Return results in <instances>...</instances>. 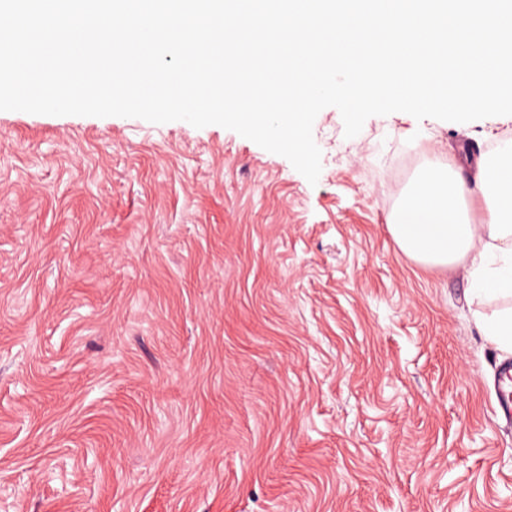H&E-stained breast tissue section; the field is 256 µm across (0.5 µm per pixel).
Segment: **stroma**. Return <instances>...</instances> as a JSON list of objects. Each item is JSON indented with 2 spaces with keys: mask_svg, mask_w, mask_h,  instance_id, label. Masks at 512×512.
<instances>
[{
  "mask_svg": "<svg viewBox=\"0 0 512 512\" xmlns=\"http://www.w3.org/2000/svg\"><path fill=\"white\" fill-rule=\"evenodd\" d=\"M313 137L0 111V512H512L468 263L389 231L512 116Z\"/></svg>",
  "mask_w": 512,
  "mask_h": 512,
  "instance_id": "stroma-1",
  "label": "stroma"
}]
</instances>
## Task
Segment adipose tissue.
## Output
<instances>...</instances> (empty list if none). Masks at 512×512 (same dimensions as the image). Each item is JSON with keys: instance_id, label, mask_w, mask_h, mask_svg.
I'll return each mask as SVG.
<instances>
[{"instance_id": "obj_1", "label": "adipose tissue", "mask_w": 512, "mask_h": 512, "mask_svg": "<svg viewBox=\"0 0 512 512\" xmlns=\"http://www.w3.org/2000/svg\"><path fill=\"white\" fill-rule=\"evenodd\" d=\"M473 197L487 205L484 223L466 218L463 204ZM390 231L414 260H469L476 293L512 298V140L482 160L472 176H461L450 163L431 167L398 207Z\"/></svg>"}]
</instances>
